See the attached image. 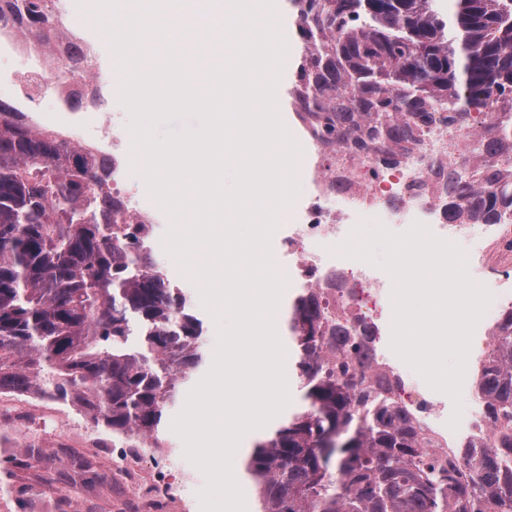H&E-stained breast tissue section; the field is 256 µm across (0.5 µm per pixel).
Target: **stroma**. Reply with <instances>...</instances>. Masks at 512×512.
<instances>
[{"label": "stroma", "mask_w": 512, "mask_h": 512, "mask_svg": "<svg viewBox=\"0 0 512 512\" xmlns=\"http://www.w3.org/2000/svg\"><path fill=\"white\" fill-rule=\"evenodd\" d=\"M55 7L78 25V33L90 47L96 68L92 75L103 88H111L113 52L107 36L95 26L94 9L79 6L77 0H55ZM110 118L119 135L129 136L131 115L119 98H111L106 112L75 114L56 105L32 113L31 122L41 128L65 123L74 132L89 134L92 125ZM120 179L134 185L142 201L148 202L153 216L151 253L156 265L177 284L191 300L193 313L204 326L201 350L203 365L182 384L176 403L166 414L157 439H145L148 451L141 458L143 474L162 470L181 486L186 512H201L199 493L206 486L205 474L185 455L183 439L173 430L174 419L183 410L188 394L208 374L218 342V326L204 307L198 286L183 275L166 251L164 237L171 226L169 214L151 202L139 168L125 164ZM45 408L56 410V417L36 419L32 428H18L10 415H0V512H63L58 500L75 492L64 512H113L116 499L125 497L128 484L122 473L114 471L110 451L94 447L97 428L84 411L75 405L48 400Z\"/></svg>", "instance_id": "1"}]
</instances>
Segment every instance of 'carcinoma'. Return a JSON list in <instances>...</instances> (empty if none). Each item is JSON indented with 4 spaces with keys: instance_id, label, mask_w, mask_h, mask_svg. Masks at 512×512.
Instances as JSON below:
<instances>
[{
    "instance_id": "1",
    "label": "carcinoma",
    "mask_w": 512,
    "mask_h": 512,
    "mask_svg": "<svg viewBox=\"0 0 512 512\" xmlns=\"http://www.w3.org/2000/svg\"><path fill=\"white\" fill-rule=\"evenodd\" d=\"M288 0L302 54L288 104L328 143L379 148L394 166L432 125L485 115L488 153H512V0ZM53 0H0L40 44L60 35ZM446 211L474 224L512 213V169H455ZM104 164L0 100V389L75 403L118 437H158L203 362V323L101 194ZM288 328L305 406L246 461L258 512H512V309L478 373L500 422L465 465H439L409 416L365 386L372 334L323 324L296 295Z\"/></svg>"
}]
</instances>
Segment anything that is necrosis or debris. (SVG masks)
Instances as JSON below:
<instances>
[{
	"label": "necrosis or debris",
	"mask_w": 512,
	"mask_h": 512,
	"mask_svg": "<svg viewBox=\"0 0 512 512\" xmlns=\"http://www.w3.org/2000/svg\"><path fill=\"white\" fill-rule=\"evenodd\" d=\"M36 64L12 70L9 80L23 107L42 109L54 101L77 103L84 111L94 86L85 76L68 82L53 80ZM305 145L302 176L309 186L307 199L296 206L280 246L294 260L288 268L289 285L313 288L327 316L350 327L372 331L371 359L364 369L367 381L383 383L394 406L413 418L421 433L430 438L440 460L462 459L467 446H483L494 430L483 407L455 415L453 399L417 376L391 347L393 279L365 260L339 253L338 248L358 225L376 223L408 231L414 224L426 226L438 239L468 244L470 252L490 260L512 238V216L499 224H463L446 212L448 192L438 177L454 167L470 171L481 145L473 128L451 130L435 126L426 130L416 150L395 166H380L373 151L348 152L341 145L317 140L303 132ZM512 308V291H503L493 309L477 322L470 341L468 360L482 361L500 313ZM458 425H451V418ZM142 454L131 440H113L112 465L136 481L146 512L166 505L175 512L173 483L161 475L139 477L136 467Z\"/></svg>",
	"instance_id": "4bbe7bcc"
}]
</instances>
